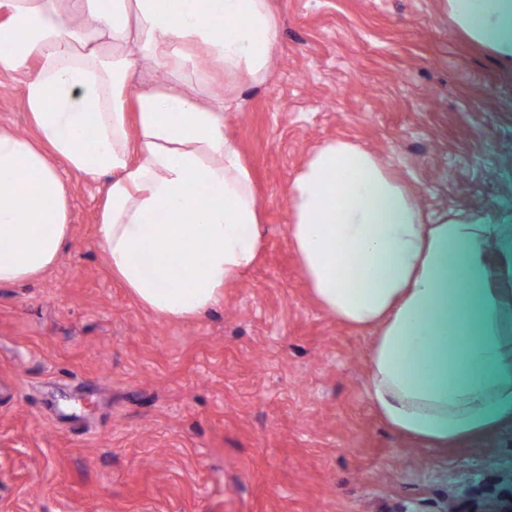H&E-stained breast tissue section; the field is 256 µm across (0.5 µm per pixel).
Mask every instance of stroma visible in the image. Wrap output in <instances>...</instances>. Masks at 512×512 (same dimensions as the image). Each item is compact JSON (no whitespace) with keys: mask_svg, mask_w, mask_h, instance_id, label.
<instances>
[{"mask_svg":"<svg viewBox=\"0 0 512 512\" xmlns=\"http://www.w3.org/2000/svg\"><path fill=\"white\" fill-rule=\"evenodd\" d=\"M267 81L226 114L263 210L260 261L199 318L155 317L99 245L104 178L71 181L55 266L0 286V512H502L512 423L443 448L366 393L373 334L320 310L289 243L314 148L379 155L429 212L512 211V65L444 0H270ZM0 127L31 133L0 74Z\"/></svg>","mask_w":512,"mask_h":512,"instance_id":"35a3bbf8","label":"stroma"}]
</instances>
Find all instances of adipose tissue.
I'll list each match as a JSON object with an SVG mask.
<instances>
[{
	"label": "adipose tissue",
	"mask_w": 512,
	"mask_h": 512,
	"mask_svg": "<svg viewBox=\"0 0 512 512\" xmlns=\"http://www.w3.org/2000/svg\"><path fill=\"white\" fill-rule=\"evenodd\" d=\"M454 29L512 63V0H445ZM269 0H0V72L35 137L0 129V285L49 271L72 232L58 168L107 177L97 228L113 277L158 317L217 305L262 254L251 170L224 131L235 87L171 74L204 58L265 83ZM150 78L135 81L139 66ZM288 239L317 306L375 331L367 395L395 431L434 444L512 421V219L425 213L373 151L314 150L288 187ZM500 259L490 268L486 256Z\"/></svg>",
	"instance_id": "1"
}]
</instances>
